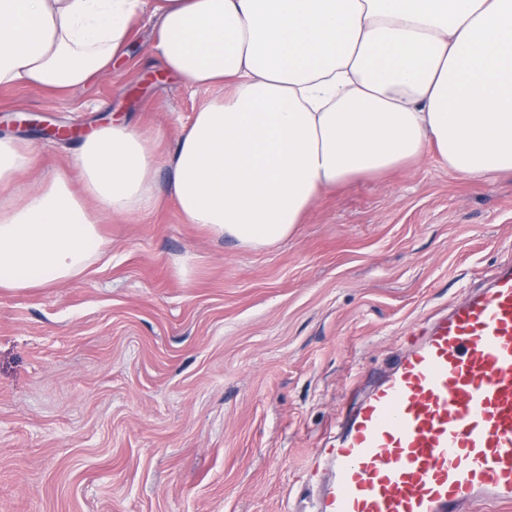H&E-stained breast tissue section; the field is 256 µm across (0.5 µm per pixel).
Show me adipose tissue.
I'll list each match as a JSON object with an SVG mask.
<instances>
[{
	"label": "adipose tissue",
	"instance_id": "adipose-tissue-1",
	"mask_svg": "<svg viewBox=\"0 0 512 512\" xmlns=\"http://www.w3.org/2000/svg\"><path fill=\"white\" fill-rule=\"evenodd\" d=\"M144 0H0V88L71 93L124 58ZM147 55L217 96L159 153L115 121L0 200V289L83 272L103 219L153 209L157 171L185 223L272 247L316 199L434 150L450 173L512 176V0H156ZM35 149L0 138V186Z\"/></svg>",
	"mask_w": 512,
	"mask_h": 512
}]
</instances>
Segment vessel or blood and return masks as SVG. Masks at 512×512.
<instances>
[{"instance_id": "obj_1", "label": "vessel or blood", "mask_w": 512, "mask_h": 512, "mask_svg": "<svg viewBox=\"0 0 512 512\" xmlns=\"http://www.w3.org/2000/svg\"><path fill=\"white\" fill-rule=\"evenodd\" d=\"M339 422L317 512L512 504V263L411 332Z\"/></svg>"}]
</instances>
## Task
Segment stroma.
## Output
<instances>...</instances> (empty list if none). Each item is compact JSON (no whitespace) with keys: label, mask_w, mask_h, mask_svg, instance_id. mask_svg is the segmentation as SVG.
Segmentation results:
<instances>
[{"label":"stroma","mask_w":512,"mask_h":512,"mask_svg":"<svg viewBox=\"0 0 512 512\" xmlns=\"http://www.w3.org/2000/svg\"><path fill=\"white\" fill-rule=\"evenodd\" d=\"M155 36L142 18L76 93L0 88V137L38 148L34 177L115 117L173 140L214 96L145 55ZM99 231L77 277L0 290V512H308L351 393L512 261V178L459 179L430 151L322 193L262 250L168 198Z\"/></svg>","instance_id":"35a3bbf8"}]
</instances>
